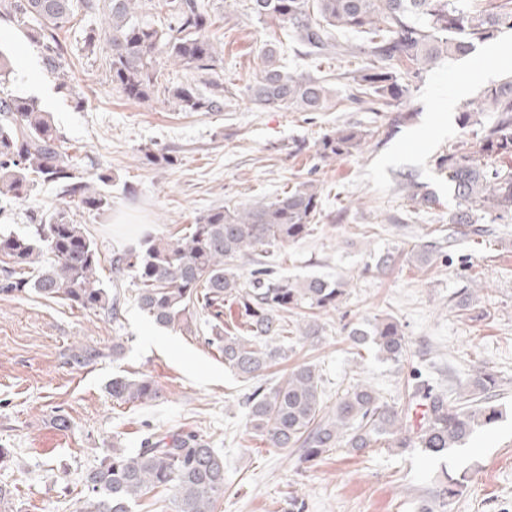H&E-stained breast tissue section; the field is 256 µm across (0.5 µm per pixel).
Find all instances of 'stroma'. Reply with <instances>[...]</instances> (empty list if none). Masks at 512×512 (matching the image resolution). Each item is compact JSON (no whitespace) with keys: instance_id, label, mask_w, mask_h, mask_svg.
Here are the masks:
<instances>
[{"instance_id":"obj_1","label":"stroma","mask_w":512,"mask_h":512,"mask_svg":"<svg viewBox=\"0 0 512 512\" xmlns=\"http://www.w3.org/2000/svg\"><path fill=\"white\" fill-rule=\"evenodd\" d=\"M231 20L234 31L221 18L212 28L230 90L220 112H178L160 93L148 102L126 99L112 85L106 51L91 55L84 48L86 32L100 27L95 18L74 21L66 41L73 65L64 89L25 31L0 23V45L13 61L10 91L38 99L61 135L112 175L111 209L75 210L77 222L108 256L147 236L176 239L211 208L268 201L315 179L322 188L317 228L277 249L274 271L291 279L342 277L350 294L339 309L321 314V339L292 343L265 385L309 361L322 375L326 406L359 380L393 402L403 397L411 370L451 390L484 366L499 377V419L443 459L417 449L351 455L337 448L305 464L297 451L267 447L246 432L252 385L225 371L221 354L204 344L206 325L194 335L158 328L131 295L117 323L35 295L0 296V444L14 453L13 464L0 465V485L13 492L0 512H77L86 470L113 448L138 447L146 420L164 431H199L223 454L224 496L216 512H288L292 495L304 501L305 512H419L436 501L445 473L463 470L471 480L444 512H512V223L485 225L483 235L449 245L448 211L457 201L435 170L449 142L472 138L460 125V112L470 109L482 123L492 121L478 101L481 91L512 74V32L477 44L468 56L441 60L404 99L401 108L411 118L390 140L325 162L315 153L323 134L343 124L370 131L389 119L351 103L350 88L336 80L337 72L360 69L365 59L302 56L283 31L246 16L240 2ZM271 39L288 71L328 80L333 95L322 111L265 109L241 94L260 71L262 47ZM483 64L494 68V76L481 75ZM156 147L175 164L147 162L144 150ZM402 173L427 183L439 207L412 212L396 184ZM59 203L54 185H38L12 204L0 230L27 232V210ZM426 241L438 250L422 266L410 251ZM387 250L400 259L380 276L375 259ZM473 278L482 288L468 310H459L452 297ZM377 315L401 323L409 348L404 361L384 360L349 341L347 325ZM76 342L103 349L104 358L85 368L67 364ZM116 342L124 351L115 359L110 351ZM116 376L149 377L162 396L147 406L115 402L107 387ZM59 413L68 417V428L55 425Z\"/></svg>"}]
</instances>
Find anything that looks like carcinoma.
Instances as JSON below:
<instances>
[{"label":"carcinoma","instance_id":"cac0c4a2","mask_svg":"<svg viewBox=\"0 0 512 512\" xmlns=\"http://www.w3.org/2000/svg\"><path fill=\"white\" fill-rule=\"evenodd\" d=\"M247 14L271 22L304 47V54L342 58L364 54L366 68L339 72L336 80L353 90L355 103L373 112L399 107L410 86L423 80L443 58L466 56L477 42L512 30V0L483 7L479 0H246ZM165 16L151 13L152 0H0V21L26 30L40 48L48 72L58 77L70 67L59 33L80 13L102 14L106 27L89 32L87 51L105 41L112 85L129 100L146 102L155 94L160 65L170 63L198 75L167 87V104L180 112H220L227 89L212 78L221 61L210 35L215 19L205 0H164ZM338 30L365 34L359 43L341 42ZM263 68L246 92L255 104L272 109L319 112L331 89L308 73H289L279 64L276 44L262 49ZM13 73L0 49V212L3 200H24L41 182L55 185L62 203L51 211H32L24 235L0 232V296L30 294L61 300L102 313L115 322L123 313L124 287H134L140 310L156 325L192 334L200 313L210 316L204 343L224 356V368L254 381L285 358L283 341L295 323L296 337L320 338L318 315L336 310L347 282L320 277L290 280L274 275L262 261L273 249L310 235L319 214L317 180L307 179L257 205L219 206L200 215L176 240L144 239L110 256L112 288L103 287L98 270L102 251L75 223L70 204L105 212L112 197L103 172L89 179L95 166L79 146L65 141L34 97L2 89ZM482 112H493L488 126L472 130L473 149L457 141L436 161L457 206L448 213V246L477 235V224L512 219V75L486 88ZM367 132L341 125L315 144L323 161L361 150ZM400 185L412 207L432 209L437 197L429 186L403 176ZM251 262L243 272L237 262ZM237 306L244 330L224 326L223 308ZM358 347L369 345L384 358L407 356L400 322L374 316L347 327ZM106 357L103 350L80 343L69 349L67 363L88 367ZM322 378L308 363L295 366L274 386L258 385L248 395L247 427L270 448H296L315 461L334 448L364 453L370 448H420L441 458L469 440L476 429L497 421L488 401L496 376L480 368L467 387L451 398L412 375L405 398L389 403L366 383H356L323 412ZM112 399L145 405L160 389L147 377L118 376L108 385ZM468 473L445 476L439 498L459 493ZM87 495L79 512H131L130 504L162 489L170 493L173 512H215L224 496V455L194 431L147 427L140 447L112 449L84 475Z\"/></svg>","mask_w":512,"mask_h":512}]
</instances>
